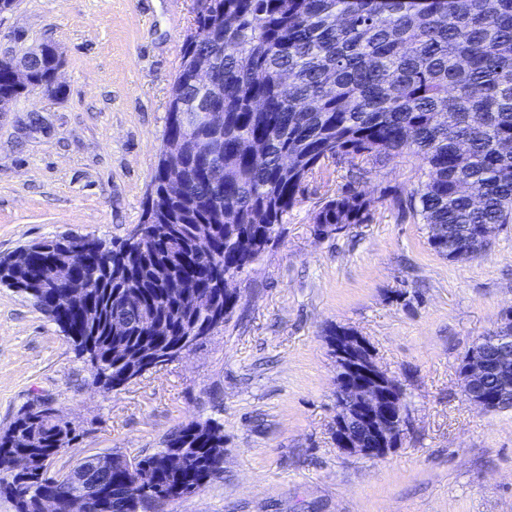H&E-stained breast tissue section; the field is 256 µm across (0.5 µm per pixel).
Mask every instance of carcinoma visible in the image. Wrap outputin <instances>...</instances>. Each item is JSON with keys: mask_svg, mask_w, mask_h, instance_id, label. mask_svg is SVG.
Here are the masks:
<instances>
[{"mask_svg": "<svg viewBox=\"0 0 512 512\" xmlns=\"http://www.w3.org/2000/svg\"><path fill=\"white\" fill-rule=\"evenodd\" d=\"M196 14L198 39L186 40L170 101L188 113L181 129L168 116L152 185L153 235L142 244L98 237L60 236L67 269L81 270L79 299L52 288L56 270L28 245L21 268L0 258V287L32 300L83 359L104 390L150 370L151 351L170 360L184 336L227 322L237 291L215 281L240 279L281 233L284 217L301 202L307 178L331 163L382 167L398 155L420 159V175L392 204L428 228V245L454 262L481 256L495 230L512 224V0H433L427 13H410L404 0H207ZM206 54L215 79L203 93L191 59ZM50 53L29 61L33 80L18 86L11 64L0 60V97L24 92L57 96ZM224 110V125L201 113ZM211 140V158L189 148ZM180 168L191 189L165 194L168 173ZM370 203L348 181L315 212L326 234L370 220ZM197 285L192 306L181 301L184 283ZM69 423L43 405L20 409L0 432V496L15 512H70L89 490L90 512H150L152 495L194 492L224 465V427L190 422L165 447L138 458L141 484L127 483L125 456L107 453L48 475V464L70 447ZM17 456L28 460L22 474Z\"/></svg>", "mask_w": 512, "mask_h": 512, "instance_id": "obj_1", "label": "carcinoma"}]
</instances>
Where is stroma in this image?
<instances>
[{"label":"stroma","instance_id":"35a3bbf8","mask_svg":"<svg viewBox=\"0 0 512 512\" xmlns=\"http://www.w3.org/2000/svg\"><path fill=\"white\" fill-rule=\"evenodd\" d=\"M194 0H18L0 44L46 41L62 92L15 99L0 117V257L58 235L127 238L145 218L168 96ZM392 157L357 186L371 219L317 234L313 215L346 165L310 179L281 238L239 282L228 322L182 358L117 391L93 384L59 328L0 288V431L51 401L75 428L51 472L130 458L181 426L224 425V467L167 512H512V409L463 394L459 365L512 314V224L487 253L452 262L390 203L417 181ZM363 336L405 399L407 425L379 459L339 451L331 330Z\"/></svg>","mask_w":512,"mask_h":512}]
</instances>
